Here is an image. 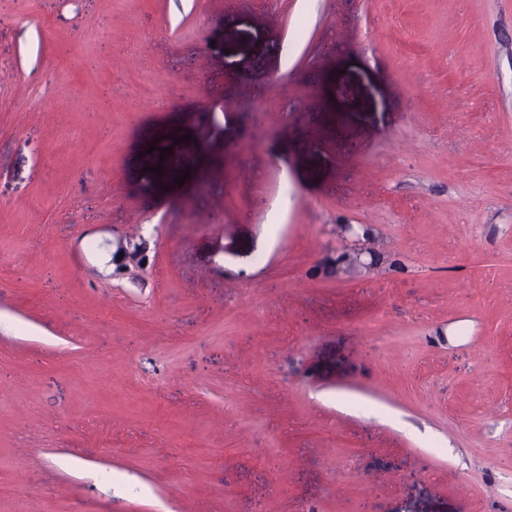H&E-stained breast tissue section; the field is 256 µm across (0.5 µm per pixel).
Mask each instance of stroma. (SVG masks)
Segmentation results:
<instances>
[{
	"label": "stroma",
	"instance_id": "obj_1",
	"mask_svg": "<svg viewBox=\"0 0 512 512\" xmlns=\"http://www.w3.org/2000/svg\"><path fill=\"white\" fill-rule=\"evenodd\" d=\"M0 482L512 512V0H0ZM355 226H358L357 228H361L363 230L362 235H360L362 232L360 231L359 234ZM370 230L372 231L371 227L367 226L366 224L341 225V233H343V238L345 242V252H343L342 254H347L349 256L350 254L355 253L358 256V260L356 263H358V265H363L366 267L375 266L378 264V259H375L377 255L371 253L370 251H366V248H364L363 242L368 238L367 234ZM372 233L374 234L375 232L372 231ZM364 254H368L370 256L369 262H363L360 260V256Z\"/></svg>",
	"mask_w": 512,
	"mask_h": 512
}]
</instances>
